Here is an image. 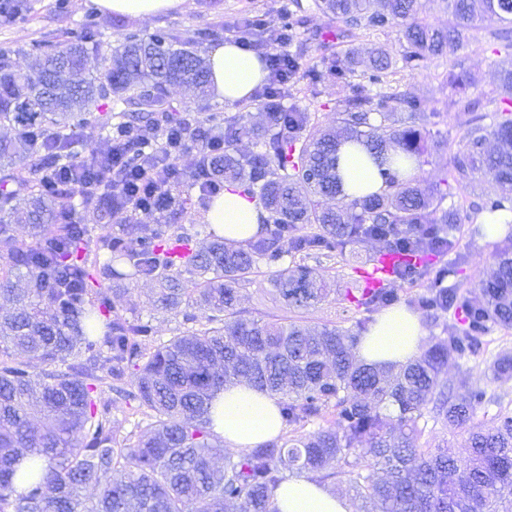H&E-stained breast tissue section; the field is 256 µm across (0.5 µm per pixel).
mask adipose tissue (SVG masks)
<instances>
[{
  "instance_id": "adipose-tissue-1",
  "label": "adipose tissue",
  "mask_w": 512,
  "mask_h": 512,
  "mask_svg": "<svg viewBox=\"0 0 512 512\" xmlns=\"http://www.w3.org/2000/svg\"><path fill=\"white\" fill-rule=\"evenodd\" d=\"M104 14L129 18L159 15L184 8L186 0H94ZM211 73L210 91L224 106L232 107L248 100L260 86L267 71L254 53L227 41L210 50L207 57ZM397 162L404 176L415 175L417 162L388 152L371 155L355 141L340 146L338 174L342 180L344 199L350 200L382 190L378 174L380 163ZM262 207L258 200L239 193L234 186L224 194L207 214L206 220L224 228L226 241L241 243L261 230ZM425 329L418 313L400 306L377 315L376 321L362 339L358 355L368 364L388 366L413 357L420 346ZM282 423L277 400L247 384L225 386L213 411V431L231 449H245L280 435ZM273 500L278 512H351L348 499L327 490L318 482L289 475L274 489Z\"/></svg>"
}]
</instances>
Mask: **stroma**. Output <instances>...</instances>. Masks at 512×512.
I'll use <instances>...</instances> for the list:
<instances>
[{"mask_svg":"<svg viewBox=\"0 0 512 512\" xmlns=\"http://www.w3.org/2000/svg\"><path fill=\"white\" fill-rule=\"evenodd\" d=\"M311 5L313 0H188L186 7L149 19H130L117 15H103L104 28L101 40L104 45L118 46L126 29H135L149 34L161 27L179 30L184 36H192L202 27L214 25L218 28L220 40L237 37L239 20L246 17L261 19L266 33L280 29L283 13L294 2ZM22 16L0 23V48L15 49L42 37H53L73 28L86 9L92 8V0H78L71 13H61L57 0H22ZM496 57L488 46L471 45L462 57V63L476 84V89L491 94L497 84L498 72ZM450 64L449 59L441 58L425 67L408 70L400 69L393 75L391 84L398 90L410 92L427 103L436 116L429 126L430 133L437 139L451 143L461 142L467 132L463 117L448 105L450 91L442 82V75ZM363 73L347 78L343 83L333 81L314 85L300 81L289 83L288 92L283 98L284 105L309 107L314 111L315 123L331 126L336 122L342 100L350 95L353 85L367 83ZM456 250L464 254L467 261L456 283L461 293L470 299L480 297L479 284L487 279L494 269L490 257L492 239L471 240L469 224L457 225L454 232ZM378 248L374 241L347 248L345 255L333 257H311L307 264L324 273L332 287L325 301L304 309L288 308L269 282L267 266H258L253 273L242 278L238 285L239 306L248 315L267 318L270 316L298 318L309 324H329L341 327L351 326L356 314L346 306L340 294L343 289L354 287V268L364 266ZM155 285L150 281H140L125 285L124 289L110 294L115 312L130 317L140 315L143 320L152 322L156 336L168 340L179 335L183 329L181 316L155 309L152 299ZM501 353L512 354V327L493 328L485 337L481 351L467 363L473 383L486 388L488 403L477 406L474 412L475 423L490 425L500 406L512 408V379L493 382L484 375L486 360Z\"/></svg>","mask_w":512,"mask_h":512,"instance_id":"35a3bbf8","label":"stroma"}]
</instances>
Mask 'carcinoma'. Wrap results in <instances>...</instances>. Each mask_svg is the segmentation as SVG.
Returning a JSON list of instances; mask_svg holds the SVG:
<instances>
[{"label": "carcinoma", "mask_w": 512, "mask_h": 512, "mask_svg": "<svg viewBox=\"0 0 512 512\" xmlns=\"http://www.w3.org/2000/svg\"><path fill=\"white\" fill-rule=\"evenodd\" d=\"M448 28L420 17V0H314L336 20L332 37L352 42L362 31L399 30L402 68L469 42L476 23L491 25L489 38L512 49V0H446ZM102 24L87 13L80 29L0 50V124L17 130L0 139V250L10 263L0 269V512H277L272 491L285 472L321 481L347 475L360 512H512V413L501 410L490 429L469 425L486 392L463 373L457 384L439 379L448 359L476 353L493 326H512V231L495 243L493 278L481 283L483 298L462 300L458 276L465 256L444 264L453 251L459 210L446 208L451 183L462 186L481 173L512 184V65L498 71L496 94L484 101L466 90L461 64L448 68L449 106L482 112L493 104L486 126L472 119L465 139L450 153V177L423 186L396 168L380 169L384 187L330 207L341 195L336 173L344 140L371 154L391 150L419 157L428 147L424 125L435 112L414 95L387 91L392 61L380 47L368 51V84L358 85L339 112L340 129L311 122L309 112L283 108L272 87L261 100L267 132L243 118L205 131L166 106L172 86L194 90L206 101L209 70L202 54L214 30L193 38L174 29L144 37L130 30L100 54ZM240 38L250 45L295 36L287 22L270 37L246 18ZM102 71L81 77L90 54ZM292 74L300 70L291 56ZM353 56L323 59V68L301 74L313 83L355 73ZM175 128L206 143L195 175L216 183L198 196L208 211L224 191L238 187L259 201L262 228L245 244L225 241L211 230L204 250L171 225L141 227L134 237H99L95 245L81 223L86 210L112 215L122 205L112 190H69L58 178L71 170L82 147L86 159L100 143L129 140L135 131ZM257 150L235 151L244 138ZM27 192L28 238L3 226L13 202ZM512 214V197L487 196L471 218V239L487 234L484 216ZM316 225L313 232L303 231ZM372 240L378 257L395 263L375 288H347L343 300L367 316L355 328L311 326L300 321L255 320L237 309L235 285L256 265L282 264L286 256L342 255ZM192 275L189 282L182 275ZM428 280V291L408 301L426 311L461 310L465 327L448 324L434 343L398 366L363 362L357 348L374 319L368 314L400 301L395 282ZM150 280L154 307L183 313L189 327L159 343L139 317L112 310L106 281ZM272 282L292 308H307L326 296L316 269L296 262L275 271ZM495 379L512 377V355L490 365ZM129 383L126 398L153 418L135 445L118 437L111 406L100 403L105 388ZM245 383L278 397L282 434L231 453L212 433L214 404L224 386ZM466 395L459 399L455 388ZM332 410L333 423L307 425ZM457 427L469 426L468 456L459 462L447 448L421 442L426 413ZM364 462L355 469L349 458Z\"/></svg>", "instance_id": "cac0c4a2"}]
</instances>
